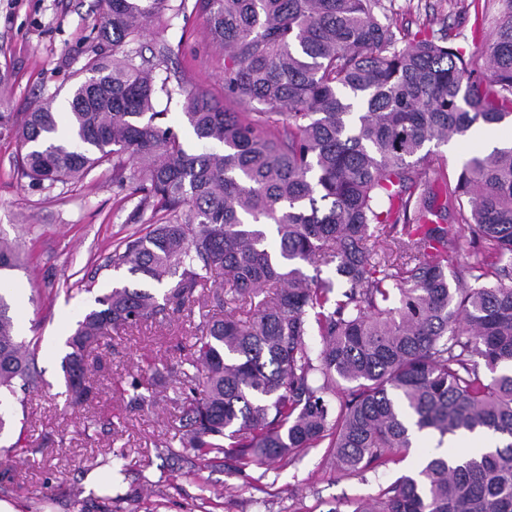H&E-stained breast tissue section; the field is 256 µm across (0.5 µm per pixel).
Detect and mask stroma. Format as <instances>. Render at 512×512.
Here are the masks:
<instances>
[{"label":"stroma","instance_id":"1","mask_svg":"<svg viewBox=\"0 0 512 512\" xmlns=\"http://www.w3.org/2000/svg\"><path fill=\"white\" fill-rule=\"evenodd\" d=\"M386 5L398 28L447 35L449 46L468 53L492 39L500 16L498 0ZM99 23L97 0H0V75L6 78L0 112L19 118L50 97L66 109L72 80L98 45ZM162 40L172 47V68L187 87L223 101L228 111H243V104L224 96V51L212 43L201 16L191 11L153 19L142 43ZM481 147L471 135L442 146L446 167L430 175L435 191L456 180L462 162ZM21 152L14 131L0 128V238L19 252L20 266L9 275L13 307L21 334L40 339L43 385L8 399L25 433L0 436V444L14 448L11 458L0 457V501L16 512H34L42 497L49 500L44 512H103L107 496L112 512H352L358 500L417 469L432 446L429 439H417L406 458L361 477L336 472L323 446L260 468L221 456L201 468L186 448L176 459L160 456L158 442L178 441L174 400L181 385L163 380L154 401L141 407L131 401V383L148 366L180 362L181 348L204 314L223 317V309L208 301L195 304L192 316L161 315L89 350L92 394L83 407H67L65 341L98 297L136 285L109 260L123 237L145 227L152 211L140 208L130 186L113 183L108 164L78 183L32 185L19 167ZM106 452L118 454L124 474L112 475L102 465ZM76 489L80 511L72 501Z\"/></svg>","mask_w":512,"mask_h":512}]
</instances>
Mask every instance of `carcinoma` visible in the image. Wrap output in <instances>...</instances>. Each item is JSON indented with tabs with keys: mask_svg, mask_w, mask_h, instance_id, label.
<instances>
[{
	"mask_svg": "<svg viewBox=\"0 0 512 512\" xmlns=\"http://www.w3.org/2000/svg\"><path fill=\"white\" fill-rule=\"evenodd\" d=\"M97 2L100 51L70 87L69 111L49 100L20 121L0 112L32 183L78 182L110 162L112 182L135 184L157 215L110 263L166 287L163 302L116 287L76 322L70 405L91 394L90 348L192 311L216 273L218 307L273 292L192 337L179 369L181 447L245 467L326 441L342 475L362 476L425 435L434 447L420 468L352 512H512V147L468 157L442 201L427 180L443 169L440 146L512 119V0H501L493 42L468 59L445 36L409 40L384 0H195L224 49V91L246 112L169 87L155 72L167 44L150 59L130 47L185 0ZM174 92L194 150L155 111ZM449 213L480 246L477 263L460 260L456 233L439 223ZM307 265L335 277H310ZM18 266L0 239V272ZM38 348L0 296V393L39 388ZM149 371L132 385L136 405L154 399L159 368ZM343 382L335 407L328 395ZM477 430L505 443L445 449Z\"/></svg>",
	"mask_w": 512,
	"mask_h": 512,
	"instance_id": "carcinoma-1",
	"label": "carcinoma"
}]
</instances>
